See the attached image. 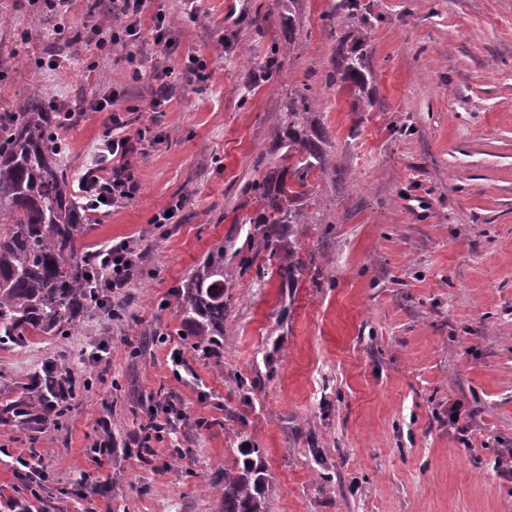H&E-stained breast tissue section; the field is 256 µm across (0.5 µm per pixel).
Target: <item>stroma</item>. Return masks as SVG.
<instances>
[{
	"instance_id": "stroma-1",
	"label": "stroma",
	"mask_w": 512,
	"mask_h": 512,
	"mask_svg": "<svg viewBox=\"0 0 512 512\" xmlns=\"http://www.w3.org/2000/svg\"><path fill=\"white\" fill-rule=\"evenodd\" d=\"M365 2L359 100L324 85L339 0H300L291 41L288 0H152L176 41L169 56L148 42L84 50L75 36L99 19L88 0L63 16L42 0H0V117L35 90L81 110L60 131L71 177L103 131L89 106L110 92L132 129L171 134L138 155L137 197L88 237L130 238L145 253L146 276L121 291L123 317L0 344V407L49 362L80 383L59 425L0 424V512L44 492L58 512H222L213 481L245 442L271 476L269 512H512V479L490 469L512 454V0ZM275 45L284 64L269 80ZM191 55L206 80L187 72ZM157 66L171 99L153 112ZM305 83L329 164L308 178L309 223L270 255L248 240L259 204L241 187L288 167L276 133L289 89ZM177 195L179 223L154 229ZM218 245L219 364L180 339L175 294ZM102 341L106 362L88 360ZM170 402L180 420L141 456V426ZM455 402L472 413L465 443L448 426Z\"/></svg>"
}]
</instances>
